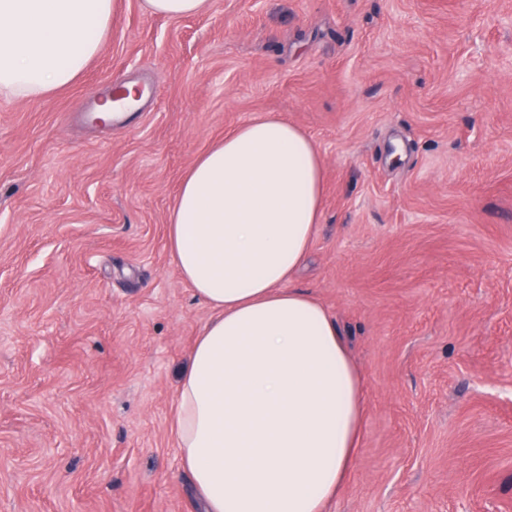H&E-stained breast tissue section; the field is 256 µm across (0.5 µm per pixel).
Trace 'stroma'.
<instances>
[{
	"label": "stroma",
	"mask_w": 512,
	"mask_h": 512,
	"mask_svg": "<svg viewBox=\"0 0 512 512\" xmlns=\"http://www.w3.org/2000/svg\"><path fill=\"white\" fill-rule=\"evenodd\" d=\"M144 78L161 99L125 126L71 122ZM259 114L321 152L293 285L366 392L327 512H512V0H117L81 77L1 98L0 512H203L169 418L211 311L169 209ZM207 0H143L145 11L170 18H182L199 13Z\"/></svg>",
	"instance_id": "obj_1"
}]
</instances>
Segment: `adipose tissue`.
I'll use <instances>...</instances> for the list:
<instances>
[{
    "label": "adipose tissue",
    "mask_w": 512,
    "mask_h": 512,
    "mask_svg": "<svg viewBox=\"0 0 512 512\" xmlns=\"http://www.w3.org/2000/svg\"><path fill=\"white\" fill-rule=\"evenodd\" d=\"M116 0H0V97L71 84ZM323 161L277 117L248 120L189 166L170 207L174 262L212 316L171 423L205 512H324L362 437V376L327 309L294 288L317 232Z\"/></svg>",
    "instance_id": "obj_1"
}]
</instances>
